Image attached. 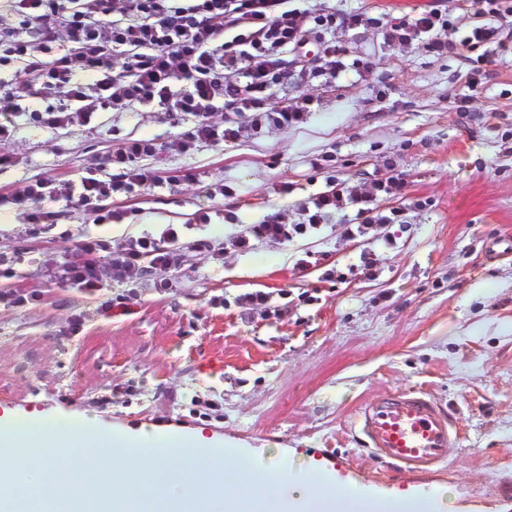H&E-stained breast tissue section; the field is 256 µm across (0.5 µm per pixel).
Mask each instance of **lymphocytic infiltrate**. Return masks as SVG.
<instances>
[{
	"mask_svg": "<svg viewBox=\"0 0 512 512\" xmlns=\"http://www.w3.org/2000/svg\"><path fill=\"white\" fill-rule=\"evenodd\" d=\"M284 0H127L126 16L111 20L112 0H11L15 26L0 28V73L9 72L13 87L0 94V142L13 134V116L26 115L38 127L58 129L89 125L96 114L122 112L139 104L189 118L180 133L178 147L193 151L198 144L223 143L235 136L231 127L209 119L221 99H230L239 110L256 112L286 72L280 56L288 47L300 46L314 34L322 39L321 64L303 69L302 74L322 85L332 86L340 76L353 71L368 77L372 63L352 56L349 48L330 40L339 28L365 25L361 13H314L284 9ZM486 21L463 37L461 44L471 50L495 42L499 24L512 17V0H476ZM441 11L429 10L409 18H396L385 25V39L404 46L419 43L427 52L442 55L448 45L435 31L447 27ZM238 27L232 41H224L225 25ZM67 30L72 45L60 49L58 33ZM92 71L97 78L81 83L77 72ZM237 76L235 84L224 82L225 72ZM45 101L41 110L30 109V99ZM151 139H127L107 158L117 173H101L90 167L75 179L41 178L0 195V203L22 211L31 233L56 224L59 213L52 205L64 201L81 208L93 223L112 224L123 220L112 209V196H131L150 183V173L139 167L142 157L153 155ZM392 177L374 180L371 191L359 193L339 182L328 183L325 191L311 201L303 223L293 225L295 233L323 223L336 209L354 207L353 221L360 225L397 224L401 211L380 204L399 188ZM76 259L56 264L51 276L59 283L91 295H101V310L122 304L123 296H103L112 277L139 272L148 255L156 256L154 271L167 279L173 264L159 251V241L143 236L121 246L106 239L87 238L76 245Z\"/></svg>",
	"mask_w": 512,
	"mask_h": 512,
	"instance_id": "obj_1",
	"label": "lymphocytic infiltrate"
}]
</instances>
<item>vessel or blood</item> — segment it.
<instances>
[{
  "label": "vessel or blood",
  "instance_id": "obj_1",
  "mask_svg": "<svg viewBox=\"0 0 512 512\" xmlns=\"http://www.w3.org/2000/svg\"><path fill=\"white\" fill-rule=\"evenodd\" d=\"M355 425L374 456L417 475L443 466L457 436L452 415L417 390L366 402Z\"/></svg>",
  "mask_w": 512,
  "mask_h": 512
}]
</instances>
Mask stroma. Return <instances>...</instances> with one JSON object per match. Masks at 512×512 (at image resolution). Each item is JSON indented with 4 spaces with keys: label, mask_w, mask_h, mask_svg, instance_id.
Masks as SVG:
<instances>
[{
    "label": "stroma",
    "mask_w": 512,
    "mask_h": 512,
    "mask_svg": "<svg viewBox=\"0 0 512 512\" xmlns=\"http://www.w3.org/2000/svg\"><path fill=\"white\" fill-rule=\"evenodd\" d=\"M285 6L372 17L436 7L449 13L440 37L450 50L390 47L378 25L340 31L337 40L375 67L367 79L350 71L329 88L294 78L295 54L284 51L289 78L269 106L308 97L309 112L188 153L174 145L185 120L150 106L59 129L15 118L0 153L20 162L0 167V194L39 177H77L126 138L155 140L161 151L138 162L156 183L113 200L126 213L122 224L92 223L59 202L58 224L33 235L15 207L0 206L8 217L0 255L24 256L0 289L43 294L32 308L0 307V411L87 412L128 430L200 428L240 441L268 467L283 454L298 471L317 461L376 490L437 485L462 512H512L499 496L512 485V255L502 252L512 240V52H494L473 90L460 41L484 22L476 8L456 0ZM491 111L493 128L484 120ZM397 172L404 186L387 204L402 210L399 224L351 237L350 211H336L278 241L245 219L301 188L304 196L274 215L294 224L327 177L366 187ZM205 213L210 223H201ZM169 227L209 251L186 253L167 288L149 272L113 279V294L128 300L112 312L46 272L75 241L118 245ZM269 252L283 264L253 269ZM366 254L370 278L360 270ZM331 270L343 281L328 278ZM76 312L84 327L66 335ZM413 389L449 410L459 429L447 466L426 475L390 471L353 427L363 403Z\"/></svg>",
    "instance_id": "stroma-1"
}]
</instances>
